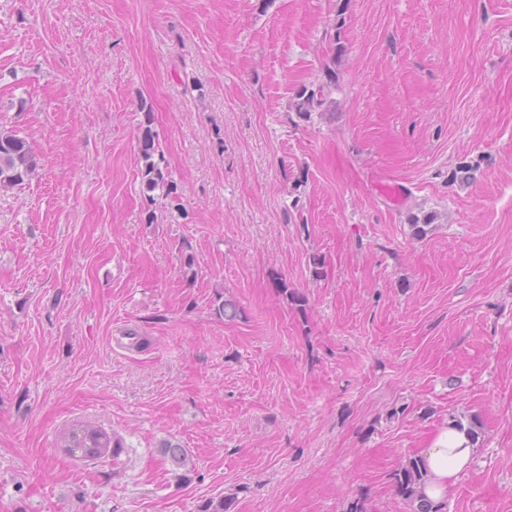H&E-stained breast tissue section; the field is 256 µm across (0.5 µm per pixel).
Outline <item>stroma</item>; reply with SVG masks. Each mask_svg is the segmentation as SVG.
Here are the masks:
<instances>
[{
  "mask_svg": "<svg viewBox=\"0 0 512 512\" xmlns=\"http://www.w3.org/2000/svg\"><path fill=\"white\" fill-rule=\"evenodd\" d=\"M0 130V512H411L452 416L441 512H512V0H0ZM336 71L332 68H326L323 80L317 85L307 87L303 85L294 95L289 104V109L296 112L299 119L308 121L313 112L320 111L330 98L337 85ZM140 110L142 112V120L140 126L142 129V137L140 140V153H141V178L146 191L147 196L150 200L151 192L161 190L167 195L176 194V186L172 180H169V174L165 167L161 164L162 156L159 153L158 146L156 144L155 133L153 132L152 125V109L147 104H141ZM158 155V158L156 156ZM175 190V192H174ZM38 166L37 156L24 137L12 131H0V190L24 184ZM477 427V421H471L474 436ZM472 433L466 425L443 426L419 455L426 478L418 460L409 461L396 473V492L410 503L413 512H439L434 505H441L448 496V482L465 472L472 462L476 444ZM421 486L423 495L434 505L423 498ZM70 435L66 448L71 454L80 452L84 459L101 460L108 456L111 448L112 454L116 453V448H120L117 438L99 427L82 426L74 429ZM88 448L95 450L89 451Z\"/></svg>",
  "mask_w": 512,
  "mask_h": 512,
  "instance_id": "stroma-1",
  "label": "stroma"
}]
</instances>
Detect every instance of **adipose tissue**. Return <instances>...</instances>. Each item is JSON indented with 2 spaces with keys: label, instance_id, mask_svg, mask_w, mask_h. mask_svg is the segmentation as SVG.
<instances>
[{
  "label": "adipose tissue",
  "instance_id": "obj_1",
  "mask_svg": "<svg viewBox=\"0 0 512 512\" xmlns=\"http://www.w3.org/2000/svg\"><path fill=\"white\" fill-rule=\"evenodd\" d=\"M475 452L474 436L467 427L446 425L432 437L419 460L426 472L424 496L439 505L448 495V483L465 472Z\"/></svg>",
  "mask_w": 512,
  "mask_h": 512
}]
</instances>
